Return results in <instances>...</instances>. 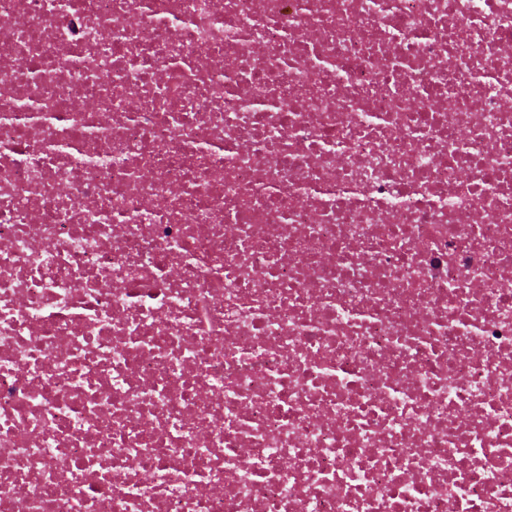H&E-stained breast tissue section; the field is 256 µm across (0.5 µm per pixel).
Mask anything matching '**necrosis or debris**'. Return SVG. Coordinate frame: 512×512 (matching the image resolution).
<instances>
[{
    "mask_svg": "<svg viewBox=\"0 0 512 512\" xmlns=\"http://www.w3.org/2000/svg\"><path fill=\"white\" fill-rule=\"evenodd\" d=\"M0 512H512V0H0Z\"/></svg>",
    "mask_w": 512,
    "mask_h": 512,
    "instance_id": "obj_1",
    "label": "necrosis or debris"
}]
</instances>
